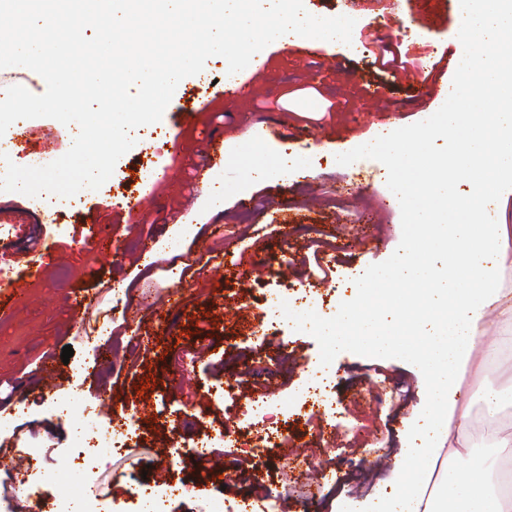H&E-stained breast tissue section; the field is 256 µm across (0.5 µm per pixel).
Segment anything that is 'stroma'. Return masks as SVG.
I'll return each mask as SVG.
<instances>
[{
	"instance_id": "1",
	"label": "stroma",
	"mask_w": 512,
	"mask_h": 512,
	"mask_svg": "<svg viewBox=\"0 0 512 512\" xmlns=\"http://www.w3.org/2000/svg\"><path fill=\"white\" fill-rule=\"evenodd\" d=\"M386 0H369L350 9L345 0H304L317 17L348 16L363 52L329 42L315 53L300 47L268 45L257 55L262 78L245 96L221 95L224 61H208L204 76H189L177 86L160 122L139 130L133 148L116 163L99 190L82 193L79 202L40 211L35 198L0 191V225L15 226L0 247L21 258L38 235L54 252L26 293L9 301L0 321V417L17 434L44 448L42 497L59 494L57 477L85 484L87 474L69 468L72 421L86 408L96 409L98 428L109 421L102 402L136 412L139 441L122 450L97 451L100 471L93 486L105 502L124 512H144L136 494L153 484L159 469L183 483L185 494L172 498L165 512H205L210 500L234 506L245 497L271 496L278 512H351L354 503L383 493L402 447L405 422L423 402L424 376L416 365L382 357L347 344L327 350L314 319L332 316L337 304L360 286L365 272L402 273L408 248V199L405 164L383 147L385 137L421 130L430 112L448 97L449 82H408L380 71L376 42L387 29L378 20ZM434 30L406 37L413 61H455L459 28L448 17L445 0H425ZM370 82L387 87L385 100L364 91ZM204 106L191 122L176 114L197 99ZM33 144L19 154L11 134L0 150L17 165L31 159L55 161L70 148L77 126L50 118L27 120ZM224 136V161L210 164L207 142ZM149 148L158 177L141 181L142 148ZM145 197V212L132 215L118 205L119 193ZM223 193L224 207H208ZM374 201L385 199L389 215L365 223L363 211L338 206L339 194ZM112 227L110 253L86 240L89 223ZM369 235L372 248L351 249ZM331 260L327 282L315 277L313 253ZM210 259L196 267L186 283L164 270L173 255ZM256 268L250 281L238 272ZM96 296L93 308L70 307L73 290ZM279 318L270 322L269 309ZM72 346V364L63 367L62 384L41 394L38 369ZM113 349L124 365L99 371L102 349ZM480 367L466 368L463 389L474 417V437L512 426V407L490 413L482 391L512 386V344L501 342L485 353ZM193 370L195 385L182 377ZM334 376L326 396L331 414L314 417L303 404L308 388L321 383L322 369ZM238 375L236 395L269 401L283 429L279 444L255 456L249 419L237 411L236 453L210 449L195 454L197 438L216 428L233 399L214 400L230 375ZM144 393H137V386ZM72 403L71 420L58 418L54 405ZM180 448L170 458L168 447ZM317 449L332 474L320 493L310 495L309 480L285 475L303 449ZM224 461L234 481H206L212 459Z\"/></svg>"
}]
</instances>
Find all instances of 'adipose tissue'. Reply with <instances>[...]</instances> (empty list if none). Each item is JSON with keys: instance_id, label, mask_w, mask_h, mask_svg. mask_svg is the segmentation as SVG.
<instances>
[{"instance_id": "1", "label": "adipose tissue", "mask_w": 512, "mask_h": 512, "mask_svg": "<svg viewBox=\"0 0 512 512\" xmlns=\"http://www.w3.org/2000/svg\"><path fill=\"white\" fill-rule=\"evenodd\" d=\"M463 49L457 69L465 86L429 117L424 134L402 132L386 147L410 160L407 179L412 225L403 281L365 274V286L337 306L327 323L328 348L356 344L418 366L425 404L408 423L404 463L388 491L364 512H512V429L498 431L491 453L477 455L473 416L460 397L462 372L478 347L495 348L483 317L493 309L500 325L512 326V290L503 274L512 269V229L491 224L483 204L512 190V0H462ZM445 136L447 154L428 139ZM468 184L466 195L442 193L449 173ZM459 236L441 241L449 218ZM445 246L450 289L434 303L436 278L424 255Z\"/></svg>"}]
</instances>
